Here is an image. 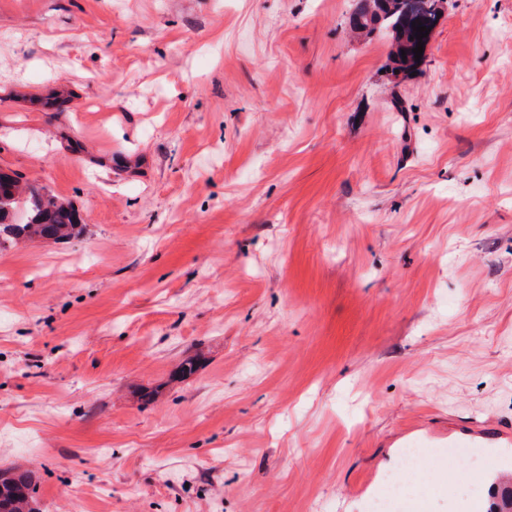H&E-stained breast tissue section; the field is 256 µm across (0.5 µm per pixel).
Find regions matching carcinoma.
Masks as SVG:
<instances>
[{
	"label": "carcinoma",
	"instance_id": "1",
	"mask_svg": "<svg viewBox=\"0 0 512 512\" xmlns=\"http://www.w3.org/2000/svg\"><path fill=\"white\" fill-rule=\"evenodd\" d=\"M385 7L371 14L359 11L364 23L359 31L368 35L384 31L390 39L392 74L409 75L418 65L413 49L417 43L414 25L435 28L444 13V0H372ZM24 205L27 221L13 220L19 205ZM81 223L79 213L70 204L49 194L36 184L20 186L12 175L0 172V247L20 237L48 239L54 243L74 236ZM36 473L32 470L0 473V512H40L34 497Z\"/></svg>",
	"mask_w": 512,
	"mask_h": 512
}]
</instances>
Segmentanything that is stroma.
I'll list each match as a JSON object with an SVG mask.
<instances>
[{
  "instance_id": "obj_1",
  "label": "stroma",
  "mask_w": 512,
  "mask_h": 512,
  "mask_svg": "<svg viewBox=\"0 0 512 512\" xmlns=\"http://www.w3.org/2000/svg\"><path fill=\"white\" fill-rule=\"evenodd\" d=\"M359 5L0 0V169L84 221L0 251L42 512H365L512 434V0H446L408 78ZM422 470L423 449L405 448L398 469L382 476L384 491L368 503V511L429 512L430 501L441 486L436 482H421Z\"/></svg>"
}]
</instances>
